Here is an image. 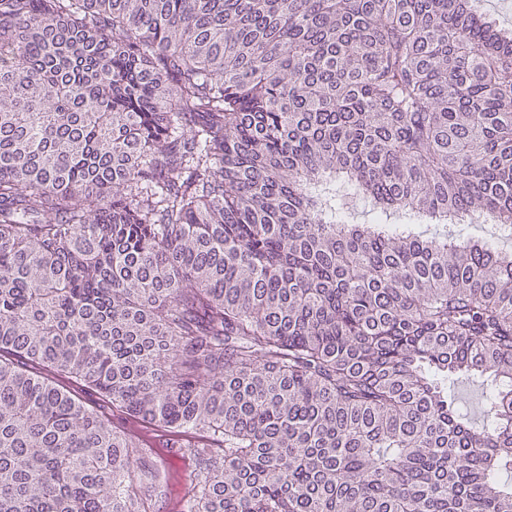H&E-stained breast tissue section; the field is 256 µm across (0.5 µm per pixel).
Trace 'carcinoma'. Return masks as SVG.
Here are the masks:
<instances>
[{
	"instance_id": "carcinoma-1",
	"label": "carcinoma",
	"mask_w": 512,
	"mask_h": 512,
	"mask_svg": "<svg viewBox=\"0 0 512 512\" xmlns=\"http://www.w3.org/2000/svg\"><path fill=\"white\" fill-rule=\"evenodd\" d=\"M512 33L469 0H0V512H512ZM80 380L143 440L19 361ZM484 384L474 423L448 383ZM446 225V224H445ZM444 224H415L417 232H420L424 236H442L445 230L448 231V240L466 241L471 240H485L490 245L501 249H512L511 241H496L492 240V225L493 224H482V223H470V224H447V229Z\"/></svg>"
}]
</instances>
